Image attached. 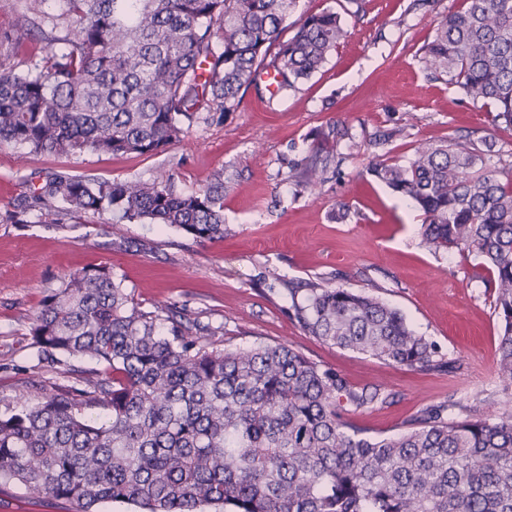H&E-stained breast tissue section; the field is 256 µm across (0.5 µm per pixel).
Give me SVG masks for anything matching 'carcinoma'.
<instances>
[{
    "label": "carcinoma",
    "mask_w": 512,
    "mask_h": 512,
    "mask_svg": "<svg viewBox=\"0 0 512 512\" xmlns=\"http://www.w3.org/2000/svg\"><path fill=\"white\" fill-rule=\"evenodd\" d=\"M23 0L0 39L48 41L27 71L0 69V145L35 153L152 155L185 122L219 120L269 69L293 89L344 36L331 8L281 34L296 0ZM430 74L512 127V0H463L424 47ZM457 139L419 144L406 164L369 173L409 199L422 235L482 261L502 323L499 374L512 382V172ZM330 158L317 147L300 173L314 187ZM224 171L180 191L171 174L97 180L55 174L24 208L61 221L111 211L199 240L224 238ZM301 328L327 344L412 370L440 368L434 343L377 298L310 282L289 289ZM224 327L143 309L98 265L60 280L30 327L52 369L89 358L80 386L0 411V482L63 499L74 512L126 503L139 512H512V412L458 416L436 408L393 435L371 436L346 407L384 403L281 344L219 348ZM97 407L100 419L85 415Z\"/></svg>",
    "instance_id": "1"
}]
</instances>
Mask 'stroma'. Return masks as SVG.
Returning <instances> with one entry per match:
<instances>
[{"label":"stroma","instance_id":"1","mask_svg":"<svg viewBox=\"0 0 512 512\" xmlns=\"http://www.w3.org/2000/svg\"><path fill=\"white\" fill-rule=\"evenodd\" d=\"M461 0H298L295 15L331 7L347 36L310 79L270 94L249 89L223 121H198L155 155L24 154L0 145V215L15 210L32 180L49 173L148 180L172 174L177 188L204 186L225 169L219 241H199L160 224L118 221L111 212L74 214L64 225L31 212L0 223V410L35 405L72 373L39 363L29 327L70 272L106 265L145 309L176 307L190 322L223 326L219 345L283 343L340 373L357 390L380 388L385 403L348 408L372 435L397 432L421 411L450 402L481 414L512 410V384L497 370L500 320L476 257L427 243L413 204L367 169L407 163L420 142L461 137L495 142L497 167L512 169V127L494 109L432 78L422 59L441 16ZM334 160L316 188L298 181L317 145ZM308 282L343 287L399 309L452 369L414 371L322 343L292 316L289 289ZM0 512H67L64 502L0 484Z\"/></svg>","mask_w":512,"mask_h":512}]
</instances>
